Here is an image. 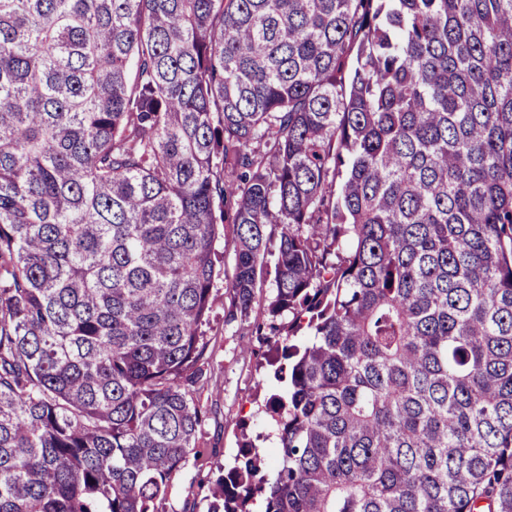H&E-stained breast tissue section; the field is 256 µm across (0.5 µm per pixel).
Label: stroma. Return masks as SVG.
I'll use <instances>...</instances> for the list:
<instances>
[{
    "mask_svg": "<svg viewBox=\"0 0 512 512\" xmlns=\"http://www.w3.org/2000/svg\"><path fill=\"white\" fill-rule=\"evenodd\" d=\"M216 250L212 309L202 326L209 355L205 367L209 381L196 394L209 416L198 434L196 456L172 474L160 512H207L205 495L210 478L232 463L243 441H258L269 432L265 405L271 395L268 381L274 369L263 357L251 329L254 322L265 317L263 300L269 296L274 278L265 277L257 292L259 301L247 321L225 323V283L233 272L234 259L224 245H217Z\"/></svg>",
    "mask_w": 512,
    "mask_h": 512,
    "instance_id": "stroma-1",
    "label": "stroma"
}]
</instances>
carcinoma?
Listing matches in <instances>:
<instances>
[{
    "instance_id": "obj_1",
    "label": "carcinoma",
    "mask_w": 512,
    "mask_h": 512,
    "mask_svg": "<svg viewBox=\"0 0 512 512\" xmlns=\"http://www.w3.org/2000/svg\"><path fill=\"white\" fill-rule=\"evenodd\" d=\"M221 224L285 390L207 512H512V0H0V512H158Z\"/></svg>"
}]
</instances>
